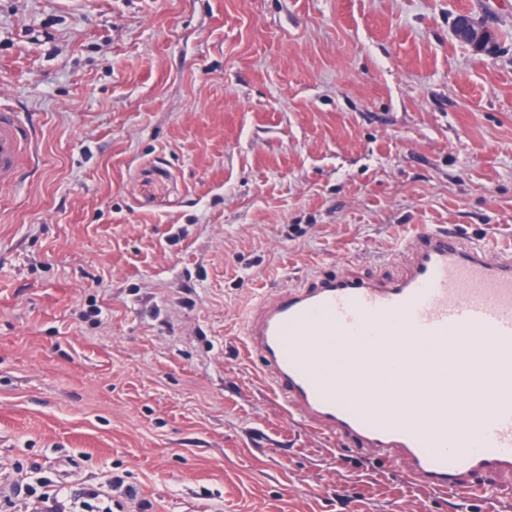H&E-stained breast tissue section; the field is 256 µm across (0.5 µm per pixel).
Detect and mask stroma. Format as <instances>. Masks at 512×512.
Returning a JSON list of instances; mask_svg holds the SVG:
<instances>
[{
    "label": "stroma",
    "mask_w": 512,
    "mask_h": 512,
    "mask_svg": "<svg viewBox=\"0 0 512 512\" xmlns=\"http://www.w3.org/2000/svg\"><path fill=\"white\" fill-rule=\"evenodd\" d=\"M0 104L39 158L0 185V496L486 512L290 418L242 340L421 229L512 248V0H0ZM453 35L478 53L492 54L497 47V34L470 14H459L455 18Z\"/></svg>",
    "instance_id": "stroma-1"
}]
</instances>
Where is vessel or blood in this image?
<instances>
[{
  "label": "vessel or blood",
  "instance_id": "obj_1",
  "mask_svg": "<svg viewBox=\"0 0 512 512\" xmlns=\"http://www.w3.org/2000/svg\"><path fill=\"white\" fill-rule=\"evenodd\" d=\"M30 136L1 105V184L30 165ZM402 252L393 275L322 272L255 302L244 352L318 434L457 502L490 500L512 476V250L431 227ZM417 357L433 378L419 403L369 397L380 380L407 393Z\"/></svg>",
  "mask_w": 512,
  "mask_h": 512
}]
</instances>
